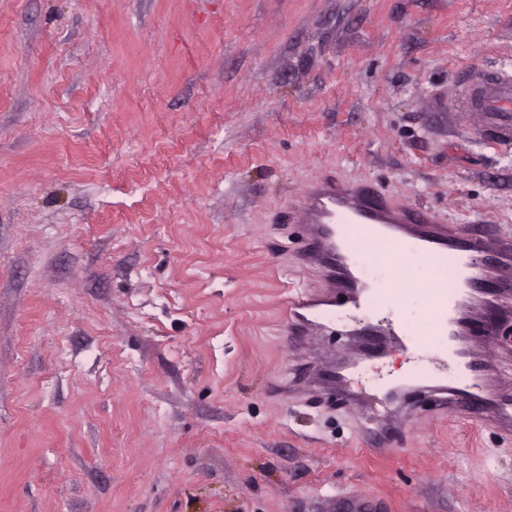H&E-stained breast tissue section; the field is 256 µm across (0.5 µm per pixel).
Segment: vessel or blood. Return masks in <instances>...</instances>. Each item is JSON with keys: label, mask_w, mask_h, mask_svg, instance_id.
Wrapping results in <instances>:
<instances>
[{"label": "vessel or blood", "mask_w": 512, "mask_h": 512, "mask_svg": "<svg viewBox=\"0 0 512 512\" xmlns=\"http://www.w3.org/2000/svg\"><path fill=\"white\" fill-rule=\"evenodd\" d=\"M433 109L486 113L494 143L512 148V72L473 70L454 96H435ZM288 218L303 228L302 264L322 278L318 293L301 292L289 301L290 335L330 332L337 309L345 304H396L410 273L409 258H419L439 282L428 293L430 316L424 326L399 318L385 328L366 325L361 333L367 343L355 345L347 361L324 367L310 380L313 390L351 410L357 432L382 435L421 395L437 409H465L480 421L512 426V400L474 391L475 383L486 388L493 383L491 343L499 321L512 312L511 242L438 224L427 210L397 204L364 182H314ZM370 259L394 269L386 287L357 274V265ZM420 341L429 345L435 365L453 367L448 384L437 385L436 374L416 373L412 384H387L380 397L352 390V369L385 357L392 345L410 348Z\"/></svg>", "instance_id": "obj_1"}]
</instances>
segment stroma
Returning <instances> with one entry per match:
<instances>
[{
	"label": "stroma",
	"instance_id": "obj_1",
	"mask_svg": "<svg viewBox=\"0 0 512 512\" xmlns=\"http://www.w3.org/2000/svg\"><path fill=\"white\" fill-rule=\"evenodd\" d=\"M509 67L512 0H0V512H512V435L304 388L391 311L295 356L281 219L332 175L512 239V149L431 109Z\"/></svg>",
	"mask_w": 512,
	"mask_h": 512
}]
</instances>
